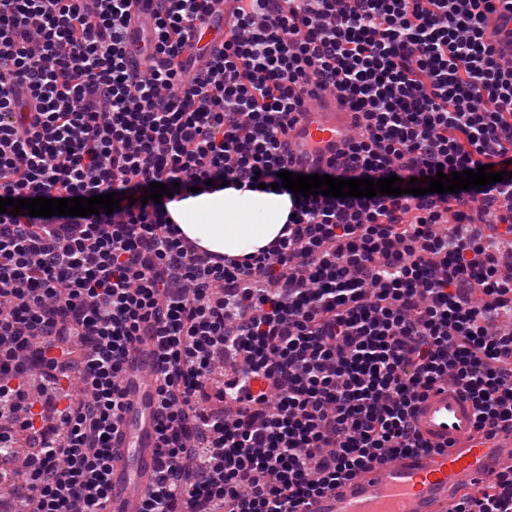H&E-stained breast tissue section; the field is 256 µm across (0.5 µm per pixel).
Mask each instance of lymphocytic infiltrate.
Segmentation results:
<instances>
[{
	"label": "lymphocytic infiltrate",
	"instance_id": "obj_1",
	"mask_svg": "<svg viewBox=\"0 0 512 512\" xmlns=\"http://www.w3.org/2000/svg\"><path fill=\"white\" fill-rule=\"evenodd\" d=\"M139 0H0V197L124 193L112 214H0V459L35 436L33 371L84 389L21 478L29 512H98L123 365L158 349L155 481L142 512H301L366 467L430 449L418 404L448 382L477 429H512V0H155L154 60L126 66ZM227 13L222 48L189 55ZM357 121L327 175L403 180L510 171L456 193L300 198L271 246L202 253L173 188L276 182L281 139L313 89ZM487 300L476 305L473 289ZM74 337L78 357L59 349ZM218 400L197 394L215 358ZM263 381L264 389L251 384ZM453 512H512V472Z\"/></svg>",
	"mask_w": 512,
	"mask_h": 512
}]
</instances>
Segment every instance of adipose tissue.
Masks as SVG:
<instances>
[{
    "instance_id": "1",
    "label": "adipose tissue",
    "mask_w": 512,
    "mask_h": 512,
    "mask_svg": "<svg viewBox=\"0 0 512 512\" xmlns=\"http://www.w3.org/2000/svg\"><path fill=\"white\" fill-rule=\"evenodd\" d=\"M167 208L183 236L201 250L247 257L280 236L291 202L284 193L227 187L174 200Z\"/></svg>"
}]
</instances>
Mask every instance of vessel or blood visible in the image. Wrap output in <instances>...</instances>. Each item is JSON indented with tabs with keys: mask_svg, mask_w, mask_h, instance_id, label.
<instances>
[{
	"mask_svg": "<svg viewBox=\"0 0 512 512\" xmlns=\"http://www.w3.org/2000/svg\"><path fill=\"white\" fill-rule=\"evenodd\" d=\"M155 28L153 5L144 0L129 24L127 66L142 69ZM224 18L208 20L196 35L194 51L220 46ZM354 114L323 94L315 107L290 127L283 155L298 168L325 165L341 146ZM157 363L153 337L140 336L122 374L126 407L112 437L116 455L105 512H141L146 489L158 466L156 439ZM415 427L442 452L409 454L358 474L336 490L311 499L302 512H452L462 498L476 494L486 479L512 469V431L486 437L475 426L471 402L450 385H442L421 403Z\"/></svg>",
	"mask_w": 512,
	"mask_h": 512,
	"instance_id": "b4317fda",
	"label": "vessel or blood"
}]
</instances>
